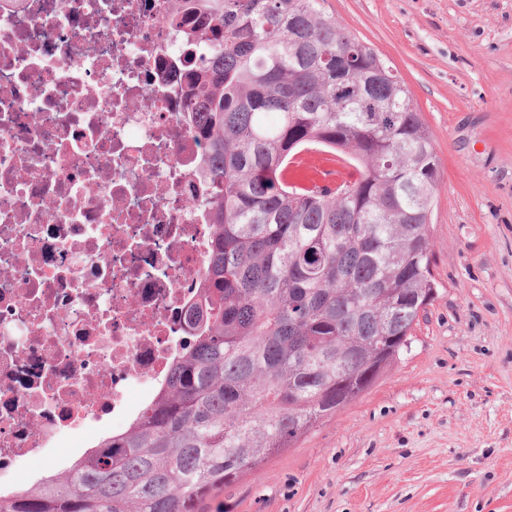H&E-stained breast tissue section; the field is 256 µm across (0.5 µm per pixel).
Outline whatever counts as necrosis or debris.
I'll return each instance as SVG.
<instances>
[{"label":"necrosis or debris","instance_id":"1","mask_svg":"<svg viewBox=\"0 0 512 512\" xmlns=\"http://www.w3.org/2000/svg\"><path fill=\"white\" fill-rule=\"evenodd\" d=\"M163 0H0V472L167 377L210 251Z\"/></svg>","mask_w":512,"mask_h":512}]
</instances>
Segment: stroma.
<instances>
[{"instance_id":"1","label":"stroma","mask_w":512,"mask_h":512,"mask_svg":"<svg viewBox=\"0 0 512 512\" xmlns=\"http://www.w3.org/2000/svg\"><path fill=\"white\" fill-rule=\"evenodd\" d=\"M440 159L437 292L398 362L205 512H512V0H327Z\"/></svg>"}]
</instances>
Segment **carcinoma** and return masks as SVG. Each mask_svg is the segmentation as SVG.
I'll list each match as a JSON object with an SVG mask.
<instances>
[{
	"mask_svg": "<svg viewBox=\"0 0 512 512\" xmlns=\"http://www.w3.org/2000/svg\"><path fill=\"white\" fill-rule=\"evenodd\" d=\"M212 248L169 375L119 432L0 512H203L368 390L434 299L441 164L412 92L327 0H170ZM304 150L354 168L290 174Z\"/></svg>",
	"mask_w": 512,
	"mask_h": 512,
	"instance_id": "1",
	"label": "carcinoma"
}]
</instances>
